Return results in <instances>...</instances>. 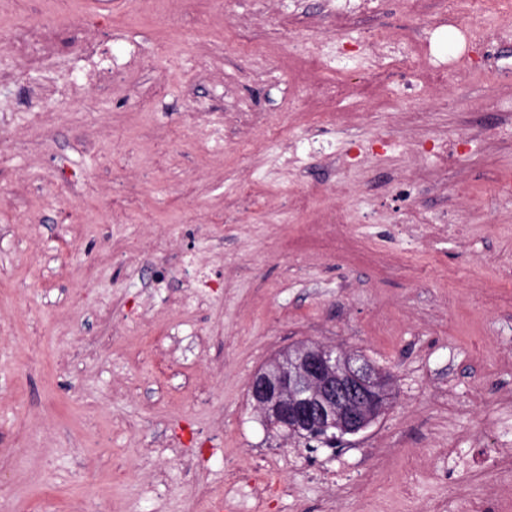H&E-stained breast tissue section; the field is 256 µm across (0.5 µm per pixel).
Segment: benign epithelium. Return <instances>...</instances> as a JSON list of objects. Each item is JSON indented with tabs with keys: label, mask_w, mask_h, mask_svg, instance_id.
Segmentation results:
<instances>
[{
	"label": "benign epithelium",
	"mask_w": 512,
	"mask_h": 512,
	"mask_svg": "<svg viewBox=\"0 0 512 512\" xmlns=\"http://www.w3.org/2000/svg\"><path fill=\"white\" fill-rule=\"evenodd\" d=\"M392 386L390 374L365 358L307 342L259 368L248 393L265 420L340 442L364 432L388 409Z\"/></svg>",
	"instance_id": "1"
}]
</instances>
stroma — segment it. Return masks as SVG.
<instances>
[{
  "label": "stroma",
  "mask_w": 512,
  "mask_h": 512,
  "mask_svg": "<svg viewBox=\"0 0 512 512\" xmlns=\"http://www.w3.org/2000/svg\"><path fill=\"white\" fill-rule=\"evenodd\" d=\"M265 4L112 0L105 22L143 68L36 127L20 107L29 86L67 72L66 54L0 90V512H214L240 473L278 488L262 512H461L489 492L512 512V202L489 198L494 175L512 173V129L483 133L472 111L512 100V69L494 86L441 69L415 97L393 84L381 111L340 98L336 111L363 119L336 139L375 140L374 157L340 172L311 156L298 176L283 147L300 128L244 159L232 119L300 110L310 89L277 58L220 53L205 31L227 14L294 55L322 32L357 61L364 25L305 0L251 25ZM436 4L382 0L377 20L424 29ZM415 140L428 152L417 167ZM250 171L266 173L274 206L235 196ZM340 181L357 234L399 258L394 279L285 250L295 199ZM406 208L427 221L454 209L468 243L398 233ZM150 236L160 243L143 250ZM184 251L219 272L204 294L187 286ZM422 262L447 287L413 281L406 268ZM305 341L394 380L385 414L335 449L269 436L248 397L255 371Z\"/></svg>",
  "instance_id": "1"
}]
</instances>
